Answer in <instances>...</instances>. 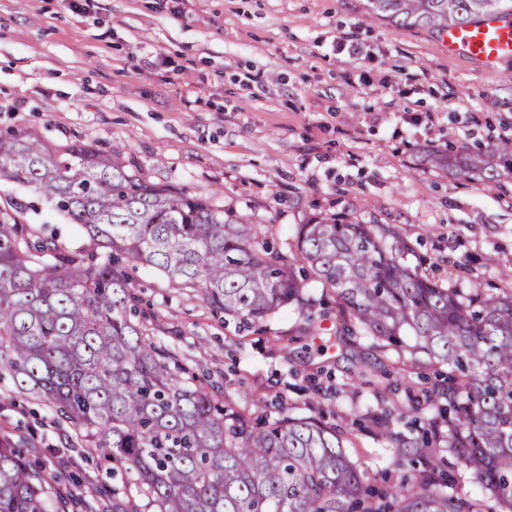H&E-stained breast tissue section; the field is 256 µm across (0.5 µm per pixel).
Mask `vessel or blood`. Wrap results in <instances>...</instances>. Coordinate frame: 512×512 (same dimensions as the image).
I'll return each mask as SVG.
<instances>
[{
	"label": "vessel or blood",
	"mask_w": 512,
	"mask_h": 512,
	"mask_svg": "<svg viewBox=\"0 0 512 512\" xmlns=\"http://www.w3.org/2000/svg\"><path fill=\"white\" fill-rule=\"evenodd\" d=\"M441 42L448 54L496 66L512 59V15L450 26L442 32Z\"/></svg>",
	"instance_id": "1"
}]
</instances>
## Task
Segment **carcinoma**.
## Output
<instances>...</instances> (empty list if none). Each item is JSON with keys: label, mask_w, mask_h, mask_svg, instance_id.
<instances>
[{"label": "carcinoma", "mask_w": 512, "mask_h": 512, "mask_svg": "<svg viewBox=\"0 0 512 512\" xmlns=\"http://www.w3.org/2000/svg\"><path fill=\"white\" fill-rule=\"evenodd\" d=\"M404 30L512 12V0H368ZM512 142L431 161L459 175L499 176ZM27 185L78 225L90 245H33L0 217V368L48 402L101 456L129 471L156 512H512V293L445 288L405 263L387 224L298 225L297 254L255 225L181 188L144 181L115 151L56 149L32 132L0 135V180ZM305 264L336 290L354 331L397 349L403 364L448 368L435 414L410 437L382 418L380 436L427 461L447 452L492 502L464 505L424 474L375 492L344 451L343 430L286 413L257 420L218 402L173 353L133 322L129 270L155 269L226 316L255 324L305 300ZM50 482L0 445V512H49Z\"/></svg>", "instance_id": "1"}]
</instances>
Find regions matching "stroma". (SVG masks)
Here are the masks:
<instances>
[{"instance_id":"obj_1","label":"stroma","mask_w":512,"mask_h":512,"mask_svg":"<svg viewBox=\"0 0 512 512\" xmlns=\"http://www.w3.org/2000/svg\"><path fill=\"white\" fill-rule=\"evenodd\" d=\"M367 0H0V134L85 143L143 180L209 198L291 253L317 215L391 224L406 262L445 286L512 288V173L466 179L426 154L512 140V62L449 56L437 32L401 30ZM358 43L360 58L338 51ZM0 211L59 245L88 238L29 187L0 181ZM139 317L219 401L255 417L348 415L345 446L366 484L413 479L366 411L427 426L422 388L394 352L340 334L333 289L263 324L214 313L199 292L137 268ZM0 440L53 485L52 512H112L113 497L153 512L123 468L0 370Z\"/></svg>"}]
</instances>
